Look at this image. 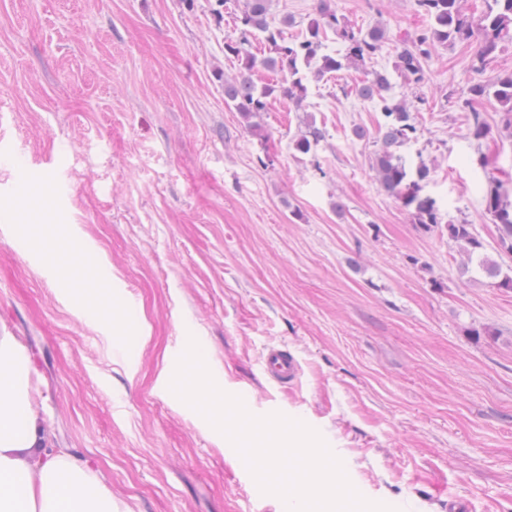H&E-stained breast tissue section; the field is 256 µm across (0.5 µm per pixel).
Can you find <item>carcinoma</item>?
Wrapping results in <instances>:
<instances>
[{"label": "carcinoma", "mask_w": 512, "mask_h": 512, "mask_svg": "<svg viewBox=\"0 0 512 512\" xmlns=\"http://www.w3.org/2000/svg\"><path fill=\"white\" fill-rule=\"evenodd\" d=\"M270 0H243L236 14L237 36L224 45V51L241 61V70L233 77H224V102L246 118H253L266 110L272 98H284L299 105L305 98L307 71L316 66L315 76L338 72L350 65L363 63L381 48L384 32L373 28L367 32L352 26L336 9L334 0H316L315 17L309 22L306 33L297 42H288L283 30L269 17ZM428 14L433 25L429 30L411 40H403L397 52L394 69L399 78L410 86L423 80V63L431 57L438 45L470 44L475 48L471 68L483 70L493 58L499 43L512 39V0H489L487 9L480 15L468 13L465 0H417ZM331 30L345 43L346 53L341 57L320 54L322 36ZM260 42L269 55L262 64L269 69L286 73L281 81L257 85L251 79V71L257 64L252 53L255 43ZM391 88L387 72L374 71L371 77L356 88V94L365 99H379L386 118L382 133V145L373 160L379 187L399 202L425 229L441 223V215L435 200L424 194L430 175V167L421 162L414 170L407 169L397 148L415 138L417 128L404 101L384 96ZM493 93L504 111L505 126L512 127V74L498 77L485 84L478 82L470 89V97L461 101V108L469 112L472 137L481 141L490 134L483 114L473 105L477 98ZM325 133L315 123L309 122L296 140V149L302 154H315ZM485 211L492 216L498 230L501 250L512 253V207L504 204L500 185L492 182L484 195ZM448 237L456 242L466 258L464 271L476 263L495 286L512 290V273L485 254V244L466 223L447 225Z\"/></svg>", "instance_id": "1"}]
</instances>
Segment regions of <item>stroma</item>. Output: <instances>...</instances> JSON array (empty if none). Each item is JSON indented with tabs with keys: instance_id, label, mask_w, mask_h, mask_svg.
Wrapping results in <instances>:
<instances>
[{
	"instance_id": "1",
	"label": "stroma",
	"mask_w": 512,
	"mask_h": 512,
	"mask_svg": "<svg viewBox=\"0 0 512 512\" xmlns=\"http://www.w3.org/2000/svg\"><path fill=\"white\" fill-rule=\"evenodd\" d=\"M314 3L270 0L287 40ZM336 5L383 29L380 51L309 77L302 104L272 101L254 131L224 102L235 12L216 15L215 0H0V327L31 356L55 447L89 459L125 512H279L235 449L158 384L188 335L253 414L317 429L366 499L512 512V292L463 270L445 229L471 224L512 267L483 204L493 179L512 204V133L493 96L477 102L491 128L479 142L459 106L474 83L512 72V40L480 74L472 47L453 45L418 87L391 80L417 127L399 152L431 168L443 225L427 231L380 190L385 118L354 88L391 71L431 20L416 0ZM310 118L325 138L303 155L293 141ZM20 204L32 223L72 225L82 279H117L125 357L111 326L64 296L44 247L9 229ZM271 345L302 365L296 397L261 372Z\"/></svg>"
}]
</instances>
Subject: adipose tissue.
<instances>
[{
	"label": "adipose tissue",
	"instance_id": "1",
	"mask_svg": "<svg viewBox=\"0 0 512 512\" xmlns=\"http://www.w3.org/2000/svg\"><path fill=\"white\" fill-rule=\"evenodd\" d=\"M31 374L23 346L0 328V512H118L90 462L54 447Z\"/></svg>",
	"mask_w": 512,
	"mask_h": 512
}]
</instances>
